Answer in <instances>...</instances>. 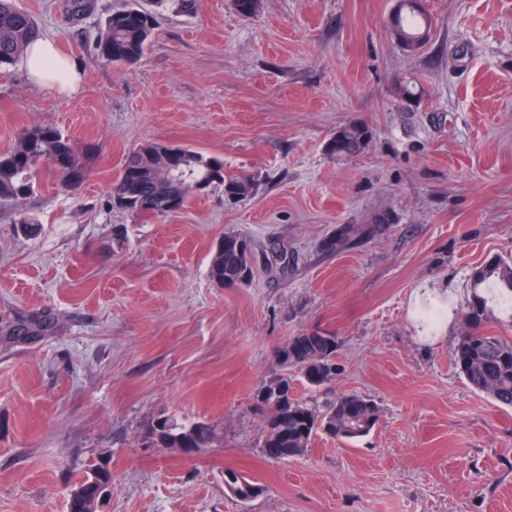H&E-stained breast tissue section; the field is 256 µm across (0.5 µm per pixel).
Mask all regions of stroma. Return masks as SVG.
<instances>
[{
  "label": "stroma",
  "instance_id": "1",
  "mask_svg": "<svg viewBox=\"0 0 512 512\" xmlns=\"http://www.w3.org/2000/svg\"><path fill=\"white\" fill-rule=\"evenodd\" d=\"M17 2L82 81L66 94L1 69L0 152L47 123L98 157L76 190L48 173L0 210V512H67L100 462L112 491L99 512H512V407L456 368L462 320L426 343L410 313L416 289L465 295L472 267L512 259V0H426L416 52L388 34L396 0H260L248 18L233 0H164L126 66L86 37L128 0H98L77 25L59 0ZM354 121L369 147L330 156ZM147 142L219 157L255 193L233 203L214 185L163 216L113 207L125 157ZM384 212L385 235L323 252L337 226ZM23 220L40 234L17 233ZM227 233L253 243L248 284L208 275ZM43 315L49 331L12 335ZM316 330L339 342L336 393L374 400L379 421L268 460L252 395L288 338ZM170 415L221 438L193 456L153 446ZM228 468L264 493L231 496Z\"/></svg>",
  "mask_w": 512,
  "mask_h": 512
}]
</instances>
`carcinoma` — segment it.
<instances>
[{
  "instance_id": "1",
  "label": "carcinoma",
  "mask_w": 512,
  "mask_h": 512,
  "mask_svg": "<svg viewBox=\"0 0 512 512\" xmlns=\"http://www.w3.org/2000/svg\"><path fill=\"white\" fill-rule=\"evenodd\" d=\"M66 17L73 21L92 14L96 0H61ZM157 23L156 13L137 2L107 15L98 27L93 48L111 65L138 62L145 54ZM431 19L413 0H399L392 18V36L411 51L426 40ZM40 37L35 17L20 9L16 0H0V69L15 64ZM370 131L362 123L341 126L327 144L330 154H355L368 147ZM97 146H77L57 127L38 124L25 128L13 147L0 154V207L13 206L31 196L43 172L56 174L66 188L74 189L89 174ZM220 159L188 147L150 142L129 153L112 191V201L136 215H163L183 209L195 194L194 184L209 176ZM215 183L226 199L241 201L254 194L255 183L244 177L223 176ZM391 217L382 214L374 224H343L323 240L327 252L353 249L382 236ZM247 238L227 233L217 242L209 265V277L223 287L247 283L253 271L250 252L240 248ZM471 299L461 312L466 332L461 336L454 361L459 373L475 389L496 403L512 407V341L488 335L483 324L494 305L512 306V259L488 256L474 267L470 277ZM338 349L333 334L301 332L282 349L284 371L271 376L252 396L255 413L262 418V451L275 461L305 454L322 432L351 442L367 436L380 418L371 399L357 393L337 394L332 389ZM301 378L315 392L309 404L293 397V384ZM162 448H209L219 438L207 423L185 425L172 417L156 420ZM112 481L109 468L96 464L74 487Z\"/></svg>"
}]
</instances>
